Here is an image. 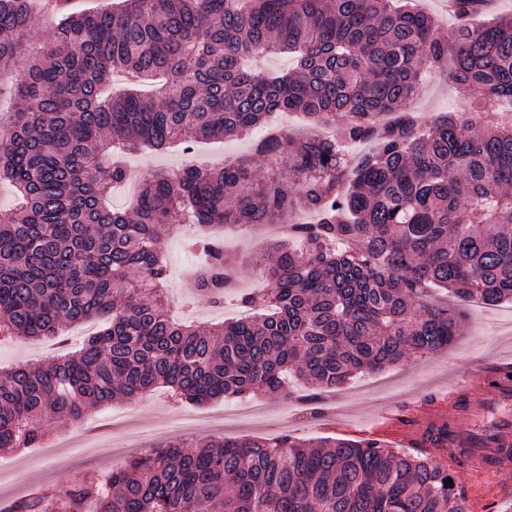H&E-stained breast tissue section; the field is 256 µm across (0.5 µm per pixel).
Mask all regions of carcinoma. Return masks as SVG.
<instances>
[{"label": "carcinoma", "mask_w": 512, "mask_h": 512, "mask_svg": "<svg viewBox=\"0 0 512 512\" xmlns=\"http://www.w3.org/2000/svg\"><path fill=\"white\" fill-rule=\"evenodd\" d=\"M489 0H455L454 78L482 101L512 105V17L480 25ZM51 8L52 25L18 64L31 0H0V180L17 206L0 213V338H62L92 319L81 349L0 374V448H35L49 422L79 421L118 394L154 386L201 405L279 395L294 374L306 402L366 371L448 349L465 312L422 301L427 288L512 300V124L485 112L480 131L454 112L410 109L422 77L448 64L432 17L399 0H119ZM296 57L281 75L249 60ZM155 93L104 91L112 73ZM273 112L333 124L334 140L267 137L252 159L158 169L132 215L106 197L122 155L244 136ZM347 143H371L358 158ZM288 224L274 244L264 312L210 329L168 315L162 240L194 225L204 258L198 296L224 302L233 267L211 226ZM445 448L448 424L418 446ZM232 482L224 489V478ZM448 460L378 439L291 434L182 441L107 469L96 482L37 493L10 512H468Z\"/></svg>", "instance_id": "1"}]
</instances>
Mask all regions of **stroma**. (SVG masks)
Masks as SVG:
<instances>
[{
    "instance_id": "stroma-1",
    "label": "stroma",
    "mask_w": 512,
    "mask_h": 512,
    "mask_svg": "<svg viewBox=\"0 0 512 512\" xmlns=\"http://www.w3.org/2000/svg\"><path fill=\"white\" fill-rule=\"evenodd\" d=\"M412 106L427 117L453 112L466 119L482 111V101L470 96L452 77L451 69L431 73L424 81ZM283 133L299 140L313 136L314 128L299 115L277 113L267 125L255 128L244 138L196 142L191 152L173 149L165 153L144 152L130 156L129 167L140 173L156 169L177 168L184 162L217 166L222 162L252 154L255 142L267 131ZM275 228L259 225L236 228L227 232L224 252L238 261L236 280L223 305L214 306L198 298L195 271L199 266L197 253L185 239L168 238L164 252L169 269V288L174 297L171 313L175 319L191 321L199 326L217 324L234 317L238 308L233 300L241 292H259L266 287L264 268L268 260L269 243L275 238ZM467 317L462 333L444 352L413 356L385 369L375 371L325 393L320 414H313L300 403L302 388L285 399L264 396L260 402L262 415L222 427H205L184 432L177 429L174 418L179 414L211 417L235 407L233 399H218L205 405H175L165 388L158 387L143 394L135 403L138 408L140 435L137 454L156 449L160 438L151 436L154 428L168 429L172 438L198 444L223 436L274 437L284 433L300 438L329 437L334 439H378L393 448L415 451L422 429L432 421L447 416L448 390L464 387L470 374L483 365L499 361L512 362V302L496 306H465ZM98 323L67 327L65 344L30 341L23 338L0 342V373L17 364L44 365L66 349L80 345ZM124 398L97 409L78 424L68 422L51 425L52 437H67L76 441L92 440L97 444L96 455L79 454L67 466H60L50 455L37 454L35 449L11 451L0 449V512H10L18 501L38 491L50 492L58 487L92 480L105 467L121 468L127 458H113L109 448L125 438L124 430L113 427V414L126 411ZM448 467L458 490L467 498L470 512H512V480L508 481L488 471L471 469L466 463L449 459Z\"/></svg>"
}]
</instances>
